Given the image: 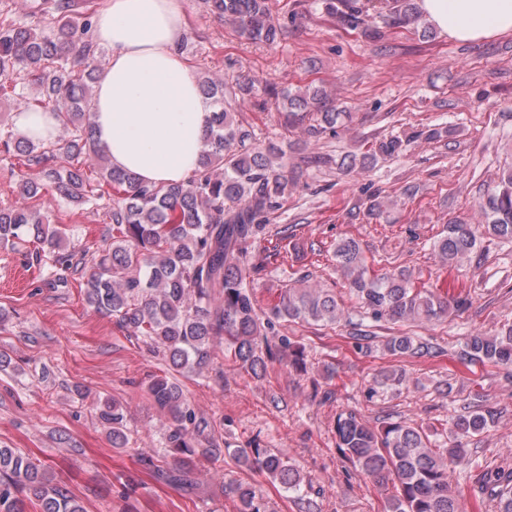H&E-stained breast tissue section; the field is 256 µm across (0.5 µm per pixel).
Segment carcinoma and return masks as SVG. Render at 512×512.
Here are the masks:
<instances>
[{"label":"carcinoma","instance_id":"carcinoma-1","mask_svg":"<svg viewBox=\"0 0 512 512\" xmlns=\"http://www.w3.org/2000/svg\"><path fill=\"white\" fill-rule=\"evenodd\" d=\"M203 8L249 40L273 44L282 29L271 15L269 0H202ZM326 11L342 24H361L358 0H325ZM413 0H393L388 25L420 21ZM94 9L78 0H43L21 21L0 14V102L58 113L65 135L55 142H34L13 127H0V152L13 155L26 168L39 169L40 180L20 175L16 196L27 205L0 206V244L27 236L53 244L55 223L38 200L52 187L60 198L76 205H98L104 198L108 223L116 240L103 252L86 282V303L107 314L136 336L147 338L180 375H201L214 363L215 343L244 372L260 380L268 363L286 356L296 372L307 369L302 346L286 336H272L281 322L306 321L332 325L343 318L335 293L327 288L289 287L266 319L257 313L249 247L265 239L269 215L288 197V156L276 146L260 147L225 107L241 104L252 85L216 83L197 78L202 93L214 101L209 132L198 168L182 184L151 185L135 174L112 167L94 139L93 99L102 72V50L93 40ZM265 108L274 106L287 124L302 126L320 115L311 133L334 129L326 92L306 89L297 94L265 88ZM97 161V168L89 162ZM483 224L457 220L446 225L433 250L449 266H459L483 237L512 240V166L504 170L495 190L481 206ZM336 266L350 292L376 321L431 322L468 305L419 287L403 271L376 274L351 238L336 243ZM431 346L415 336L385 337L382 350L393 357L421 356ZM459 359L512 371V324L494 334L466 337ZM397 368L377 384L386 389L406 385ZM147 391L168 419L165 455L174 470H159L160 478L178 485L193 484L191 474L204 458L223 461L215 429L187 403L171 374L151 379ZM496 410L477 402L453 419L450 443L440 445L423 427L404 420L384 422L376 429L354 412L334 421L337 449L358 475L390 491L386 512H465L461 493L452 486L457 468L469 470L472 484L489 495V512H512V467L490 468L473 459L468 442L493 427ZM98 420L110 431L112 447L129 444L126 418L115 404L98 409ZM238 463L265 474L286 491L299 493L301 471L273 448L256 444L235 449ZM224 496L238 512H268L255 488L240 480L224 483ZM85 512L67 488L36 459L16 448L0 446V512Z\"/></svg>","mask_w":512,"mask_h":512}]
</instances>
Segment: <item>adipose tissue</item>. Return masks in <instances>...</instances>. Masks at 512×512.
Instances as JSON below:
<instances>
[{"instance_id":"ef3b65f1","label":"adipose tissue","mask_w":512,"mask_h":512,"mask_svg":"<svg viewBox=\"0 0 512 512\" xmlns=\"http://www.w3.org/2000/svg\"><path fill=\"white\" fill-rule=\"evenodd\" d=\"M456 41L512 33V0H419ZM188 33L184 0H106L95 25L109 52L94 99L95 136L114 167L148 184L186 181L210 125L208 99L177 46Z\"/></svg>"}]
</instances>
